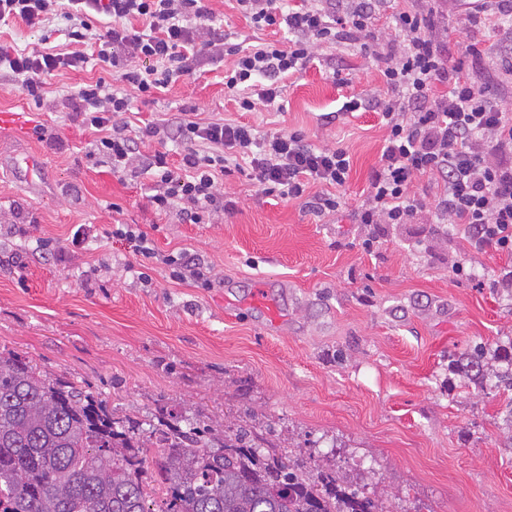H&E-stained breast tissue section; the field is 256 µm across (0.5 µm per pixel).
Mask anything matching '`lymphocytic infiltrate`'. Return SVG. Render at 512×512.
Wrapping results in <instances>:
<instances>
[{"label": "lymphocytic infiltrate", "mask_w": 512, "mask_h": 512, "mask_svg": "<svg viewBox=\"0 0 512 512\" xmlns=\"http://www.w3.org/2000/svg\"><path fill=\"white\" fill-rule=\"evenodd\" d=\"M443 0L419 4L393 15L398 41H383L376 25L387 0H236L254 29L284 30L288 42L265 41L247 48L212 25L209 0H0V21H22L41 29L54 16L70 21L69 37L92 53L47 49L28 51L0 41V81L17 85L41 103L46 79L96 60L103 74L70 97L72 115L94 138L90 155L120 176L145 172L153 177L154 210L179 208L182 221L204 224L219 208L220 187L239 161L247 178L267 194L303 201L318 214L336 212L351 171L346 150L309 144L301 132L258 137L254 128L233 120L202 121L195 105L174 120L132 126L128 90L152 96L173 79L192 75L224 56L234 61L224 88L241 111L256 103L280 109L284 78L306 69L319 44L359 46L377 63L383 93L355 95L343 112L377 113L386 130L365 205L362 224H408L431 207L443 224L463 225L470 240L512 255V111L490 84L474 77L485 65L481 40L469 39L463 58L453 60L436 32L434 18ZM464 29L494 30L512 43V0H444ZM104 20L95 35L91 24ZM160 143L150 154L146 142ZM175 142L171 162L166 142ZM435 175L442 182L432 204L414 192V182ZM113 237L134 254L167 266L178 283L209 284L204 264L187 250L162 253L136 224H121Z\"/></svg>", "instance_id": "1"}]
</instances>
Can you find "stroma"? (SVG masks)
I'll return each instance as SVG.
<instances>
[{"instance_id":"stroma-1","label":"stroma","mask_w":512,"mask_h":512,"mask_svg":"<svg viewBox=\"0 0 512 512\" xmlns=\"http://www.w3.org/2000/svg\"><path fill=\"white\" fill-rule=\"evenodd\" d=\"M68 27L60 16L40 30L16 21L0 24V39L67 50ZM232 62L180 78L153 101L133 97V109L159 121L193 104L206 121L233 119L263 137L298 130L343 148L352 170L342 209L315 215L235 172L222 185L234 209L183 223L152 208L149 177L120 183L88 156L91 136L68 97L97 66L48 77L39 106L0 85V351L121 414L150 420L164 405L248 426L306 468L347 471L365 492L385 488L392 512H512V448L499 428L512 392L454 370L476 344L512 352V288L500 285L512 257L444 234L428 211L410 224L358 223L385 131L372 112L325 117L346 96L381 93L359 50L318 46L279 112L239 111L224 92ZM119 222L141 225L160 251L188 249L210 267V287L173 283L156 259L111 238ZM84 225L93 239L73 245ZM42 239L62 256L44 259ZM457 262L466 276L452 274ZM262 281L271 317L249 304Z\"/></svg>"}]
</instances>
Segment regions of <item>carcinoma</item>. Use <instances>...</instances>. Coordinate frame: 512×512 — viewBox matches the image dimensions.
<instances>
[{
    "mask_svg": "<svg viewBox=\"0 0 512 512\" xmlns=\"http://www.w3.org/2000/svg\"><path fill=\"white\" fill-rule=\"evenodd\" d=\"M483 360L477 348L459 366L479 373ZM500 360L495 378L512 391V355ZM156 420L146 435L137 417L0 351V512H391L349 474L285 462L250 429L174 411Z\"/></svg>",
    "mask_w": 512,
    "mask_h": 512,
    "instance_id": "obj_1",
    "label": "carcinoma"
}]
</instances>
